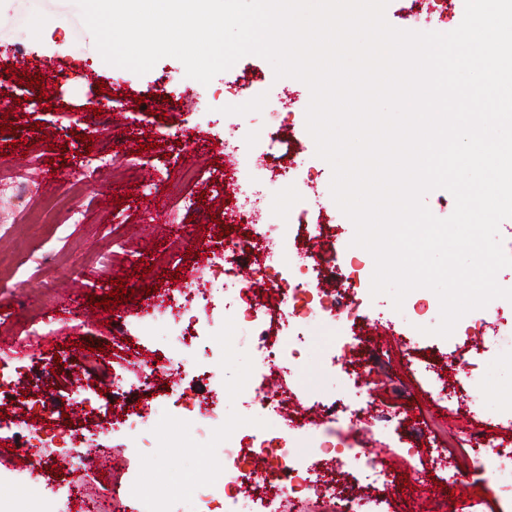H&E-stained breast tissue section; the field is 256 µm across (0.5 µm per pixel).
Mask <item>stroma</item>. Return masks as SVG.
I'll use <instances>...</instances> for the list:
<instances>
[{"label":"stroma","instance_id":"stroma-1","mask_svg":"<svg viewBox=\"0 0 512 512\" xmlns=\"http://www.w3.org/2000/svg\"><path fill=\"white\" fill-rule=\"evenodd\" d=\"M36 61L47 83L44 89L21 84L17 74L0 82V101L12 111L15 134H0V162L5 175L28 179L37 203L67 197L86 212L80 224H5L0 226V472L12 473L36 457L34 432L53 435L66 425L91 430L84 452L99 459L92 472L61 458H40L46 484L45 500L55 512L71 506L90 512L93 505L126 501L134 482L148 495L167 498L169 512H194L191 485L220 482L213 461L224 453V434L233 432L245 415H252L257 433L269 434L273 420L261 410L246 408L239 389L243 378L257 372L261 358L249 328L236 331L224 351L213 358V382L184 374L182 398L168 396L165 387L131 398L126 411L148 413L152 431L130 441L124 431H101L105 401L100 383L112 372L115 349L127 358L167 351L171 328L157 322L150 329L131 326L120 340L112 338L113 313H127L146 301V287H171L170 275L193 266L195 252L215 240L207 214H222L224 189L216 174L224 164V124H237L238 158L252 173L256 188L267 197L261 219L296 228L301 245L330 262L351 269L350 283L362 302L365 319L357 328L360 348L348 344L340 321L314 317L305 321V343L292 381L267 375L268 394L289 389L286 407L309 403L326 394L350 403L370 402L363 421L342 420L328 425V438L343 448L366 451L394 476L386 494L397 512H512V471L497 473L471 462L463 481L440 487L431 460L436 441L429 421L446 420L448 439L464 446L480 432L512 448V413L503 409L501 395L512 387V338L496 326L495 317L474 310L457 323L451 338L429 334L437 325L440 303L428 289L407 295L394 309L389 295H372L375 268L371 254L352 247L355 229L330 193L332 169L316 154L306 128L310 91L294 78H276L272 65L257 55L239 59L209 84L187 78L180 61L159 60L145 74L104 62L85 27L74 0H0V65L17 55ZM108 93H100V85ZM197 99L178 102L185 89ZM118 95L125 108L112 125H102L94 110ZM289 96L292 106L281 113L267 110L269 99ZM278 129L277 141L261 140L265 127ZM71 137H62V130ZM187 133L198 147L182 152L178 133ZM91 136L94 152L121 160L136 156L139 176H118L112 169L94 170L79 180L68 163ZM177 156L197 170L187 189L198 196L192 220L168 221L178 200L173 166L163 155ZM64 166H57V159ZM298 166L308 183L288 190L270 186L265 168L274 161ZM326 210L333 228L309 237L307 217ZM133 288L131 300L104 309L97 298L112 291L114 279ZM40 329L41 339L30 338ZM97 350V370L82 368L84 347ZM468 375L467 402L439 401L432 383H454L455 372ZM216 417V429L186 436L175 421H194L200 411ZM85 483L80 501L68 500V485Z\"/></svg>","mask_w":512,"mask_h":512}]
</instances>
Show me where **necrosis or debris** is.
Wrapping results in <instances>:
<instances>
[{"mask_svg":"<svg viewBox=\"0 0 512 512\" xmlns=\"http://www.w3.org/2000/svg\"><path fill=\"white\" fill-rule=\"evenodd\" d=\"M231 162L220 175L225 190L240 196L235 210L230 213L232 223L243 225V235L221 244L213 250L211 264L221 265L224 275V312L227 316L243 320L253 331L264 365L272 367L280 376L292 374L297 352L283 346L281 336L299 339V326L310 316L328 317L342 313L346 324L356 325L360 317L361 302L349 284L350 273L345 266L330 265L320 268L313 256L299 245H287V228L276 224H259L254 220L264 203L250 199L251 182L236 162L235 150H228ZM264 257L280 254L288 256V286L277 290L276 304L258 300L251 284L245 282L239 271L243 264L254 261L256 253ZM331 278L338 284L335 293L323 294L320 281ZM208 281L201 270L194 269L172 288L164 291L160 307L168 311L167 321L174 335L171 350L162 360H144L133 364L127 373L114 374L118 388L112 393L113 403L125 404L130 393L146 392L153 388L158 374H165L171 383H178L187 364H195L199 376H208L206 362L197 360L195 342L202 336L201 326H188L185 316L192 311L207 308L211 302ZM236 451L224 454L215 462L222 477L219 486L196 490L194 498L207 512H216L214 504L223 501L232 512H279L278 502L283 490L305 496L312 490L322 489L336 506V512H390L383 496L374 495L362 502L342 496L330 484H322L318 471L323 465L336 466L344 473H356L363 481L373 485H387L392 475L380 468L368 454L352 448L336 450L325 437H313L305 449L291 447L278 436L260 437L253 431L251 421H243L235 432ZM272 460L274 466L261 487L249 489L252 472L249 465L255 459Z\"/></svg>","mask_w":512,"mask_h":512,"instance_id":"1","label":"necrosis or debris"}]
</instances>
